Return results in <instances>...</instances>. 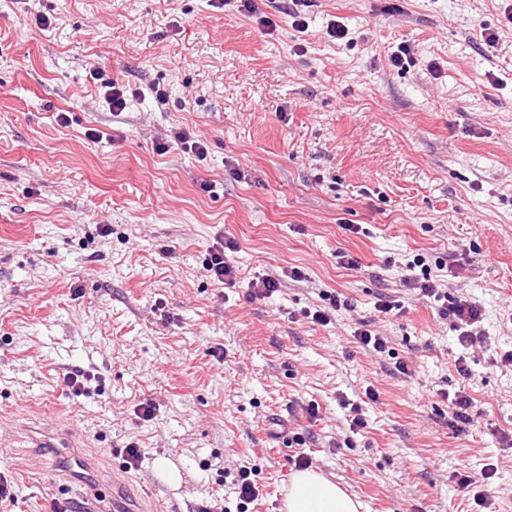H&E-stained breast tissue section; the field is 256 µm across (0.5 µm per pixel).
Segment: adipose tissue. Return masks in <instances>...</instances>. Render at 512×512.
<instances>
[{"label": "adipose tissue", "instance_id": "adipose-tissue-1", "mask_svg": "<svg viewBox=\"0 0 512 512\" xmlns=\"http://www.w3.org/2000/svg\"><path fill=\"white\" fill-rule=\"evenodd\" d=\"M359 507L340 484L312 469L294 474L283 502L284 512H358Z\"/></svg>", "mask_w": 512, "mask_h": 512}]
</instances>
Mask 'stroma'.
<instances>
[{
	"mask_svg": "<svg viewBox=\"0 0 512 512\" xmlns=\"http://www.w3.org/2000/svg\"><path fill=\"white\" fill-rule=\"evenodd\" d=\"M511 10L314 0L301 29L267 8L265 33L210 0H0L7 512L77 499L28 438L55 425L99 453L103 484L137 443L128 491L160 512L229 496L218 480L236 464L255 471L252 512H281L300 451L359 512H476L458 480L488 465L495 512H512ZM334 21L350 42L328 36ZM401 45L415 60L398 69ZM107 78L129 92L123 112L103 99ZM181 128L206 141L205 157L157 151ZM220 238L238 246L233 288L202 268ZM418 255L449 297L479 306L482 342L462 347L404 285ZM262 275L282 286L251 299ZM331 295L343 302L331 324L312 322ZM383 297L402 312H378ZM363 321L387 352L356 343ZM461 356L470 377L455 369ZM79 371L97 393L66 386ZM461 389L478 410L462 431L447 400ZM353 403L366 429L350 430ZM297 432L304 445L290 443Z\"/></svg>",
	"mask_w": 512,
	"mask_h": 512,
	"instance_id": "obj_1",
	"label": "stroma"
}]
</instances>
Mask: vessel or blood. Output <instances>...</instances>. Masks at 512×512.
<instances>
[{"mask_svg":"<svg viewBox=\"0 0 512 512\" xmlns=\"http://www.w3.org/2000/svg\"><path fill=\"white\" fill-rule=\"evenodd\" d=\"M31 441L34 447L52 456L55 464L54 474L63 487H87L92 461L71 434L36 432L32 434ZM127 487V478L119 474L113 475L110 492L112 512H146L145 506L129 499Z\"/></svg>","mask_w":512,"mask_h":512,"instance_id":"1","label":"vessel or blood"}]
</instances>
